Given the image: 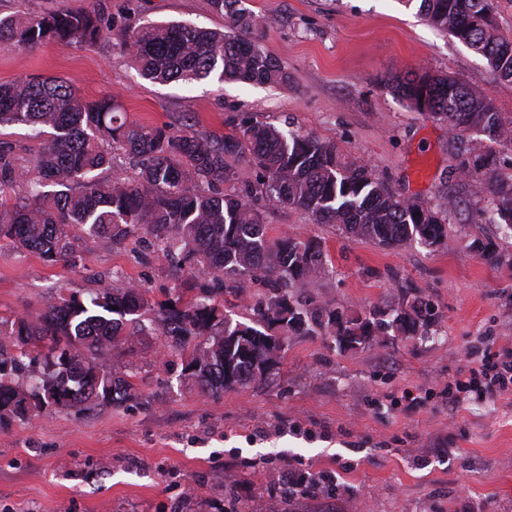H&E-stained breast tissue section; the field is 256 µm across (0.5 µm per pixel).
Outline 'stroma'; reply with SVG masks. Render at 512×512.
Returning <instances> with one entry per match:
<instances>
[{"mask_svg": "<svg viewBox=\"0 0 512 512\" xmlns=\"http://www.w3.org/2000/svg\"><path fill=\"white\" fill-rule=\"evenodd\" d=\"M246 5L267 19L259 44L287 68V84L152 83L110 38L0 48V81L60 77L85 99L111 98L128 120L188 125L206 139L251 118L334 144L396 196L447 210L446 243L384 248L287 206L266 210L269 237L322 242L335 267L309 288L322 304L359 312L425 299L435 334H390L357 351L292 336L272 384L212 399L180 381V357L157 359L166 338L149 330L118 360L137 372L136 395L121 408H72L0 430V512H512V392L463 393L453 407L447 397L475 351L512 359V232L475 223L487 200L457 170L476 152L507 175L512 154L485 136H452L398 97L390 79L446 73L508 115L512 83L403 0ZM51 11L132 28L224 26L210 0H0L5 15ZM488 249L503 263H490ZM105 284L139 285L156 304L198 281L144 235L100 240L72 269L0 243V317L33 315L62 290ZM319 473L324 484L301 486Z\"/></svg>", "mask_w": 512, "mask_h": 512, "instance_id": "stroma-1", "label": "stroma"}]
</instances>
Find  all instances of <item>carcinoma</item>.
<instances>
[{
  "label": "carcinoma",
  "instance_id": "obj_1",
  "mask_svg": "<svg viewBox=\"0 0 512 512\" xmlns=\"http://www.w3.org/2000/svg\"><path fill=\"white\" fill-rule=\"evenodd\" d=\"M498 0H419L418 13L483 56L491 72L512 82V36L483 14ZM226 30L182 22L150 23L117 33L120 48L153 83L206 79L260 85L288 82V71L258 45L267 21L244 0H210ZM107 36L101 18L84 12L30 16L0 14V47L55 41L92 46ZM427 115L448 123L455 136L482 134L512 150V118L485 95L448 74L432 75ZM422 76L393 80V90L415 106ZM26 126L49 142L32 158L37 178L7 160L0 141V192L20 186L12 204L0 202V242L31 252L49 265H74L101 239L122 244L143 233L162 246L175 266L234 293L248 281L264 292L237 315L213 304L210 289L159 304L155 322L168 338L163 355L182 359L180 378L201 395L219 397L236 385L263 386L279 373L273 351L280 328L298 336H327L340 349L370 346L393 330L431 334L433 306L348 312L318 303L299 288L318 279L330 261L315 238H268L259 203L308 213L317 224L384 248L414 242L438 246L448 236L439 213L401 199L362 163L342 161L334 145L270 124L243 120L215 139L185 130L129 121L112 99L83 100L60 78L29 77L0 83V128ZM122 151L137 169L132 181L102 179ZM484 170L487 209L476 223L512 231V176L495 173L476 154L464 160V177ZM225 183L245 186L241 196L220 195ZM81 234H75V230ZM145 292L137 285L70 292L34 317H0V428L16 419L49 416L62 408L110 406L132 398V375L113 358L147 333Z\"/></svg>",
  "mask_w": 512,
  "mask_h": 512
}]
</instances>
